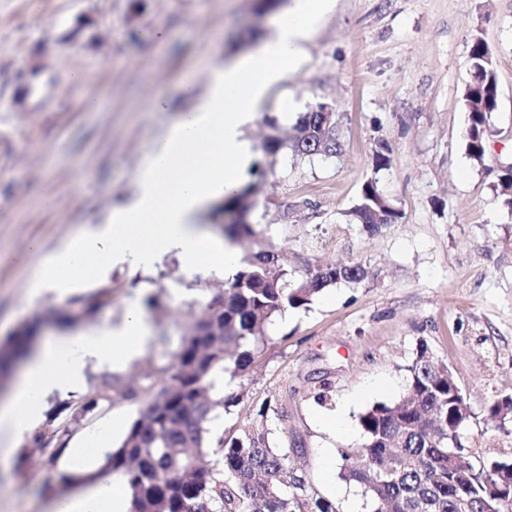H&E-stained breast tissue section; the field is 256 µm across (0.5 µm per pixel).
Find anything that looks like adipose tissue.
I'll list each match as a JSON object with an SVG mask.
<instances>
[{"label":"adipose tissue","instance_id":"1","mask_svg":"<svg viewBox=\"0 0 512 512\" xmlns=\"http://www.w3.org/2000/svg\"><path fill=\"white\" fill-rule=\"evenodd\" d=\"M329 0H292L273 35L252 52L215 64L206 93L173 121L137 170L134 190L105 224H90L60 243L42 262L30 289L64 297L108 268L150 269L175 255L186 276L231 277L238 255L200 222L213 203L237 190L252 159L245 135L252 108L301 63L304 46ZM154 329L140 304L119 323L62 332L42 342L22 364L0 402V445L15 455L33 437L42 405L54 394L81 391L89 365L125 369L141 357ZM119 481L108 480L55 502L49 512H127Z\"/></svg>","mask_w":512,"mask_h":512}]
</instances>
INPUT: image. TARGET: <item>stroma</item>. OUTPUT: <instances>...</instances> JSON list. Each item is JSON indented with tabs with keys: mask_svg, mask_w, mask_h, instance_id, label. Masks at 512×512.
Listing matches in <instances>:
<instances>
[{
	"mask_svg": "<svg viewBox=\"0 0 512 512\" xmlns=\"http://www.w3.org/2000/svg\"><path fill=\"white\" fill-rule=\"evenodd\" d=\"M39 3L0 0V343L24 328L43 338L112 324L136 301L149 303L156 330L144 355L113 373L111 407L76 419L70 408L82 395L45 401L44 422L68 426L72 443L140 416L157 370L173 363L201 305L228 281L186 280L168 258L151 274L115 267L66 298H34L39 256L30 245L51 249L130 196L153 144L205 93L212 63L251 51V31L268 37L272 19L258 17L256 0ZM477 36L500 88L481 163L466 152L461 102ZM161 95L168 111L153 108ZM318 103L335 109L340 154H264L267 136H286ZM247 135L253 159L239 184L253 188L255 234L236 251L273 247L296 279L336 263L361 264L365 276L266 322L254 362L228 380L231 402L218 412L225 436L270 429L271 445L298 449L295 464L338 512H370L360 488L339 478L341 459L325 463L323 451L361 443L360 415L400 397L424 344L471 406V462L511 454L512 436L488 407L512 394V207L500 184L501 165L512 162V0H331L303 63L254 108ZM371 180L401 213L373 234L346 216ZM341 410L345 431L326 433L320 417ZM102 465H50L25 445L15 466L0 465V512H45L61 496L57 472L90 486Z\"/></svg>",
	"mask_w": 512,
	"mask_h": 512,
	"instance_id": "obj_1",
	"label": "stroma"
}]
</instances>
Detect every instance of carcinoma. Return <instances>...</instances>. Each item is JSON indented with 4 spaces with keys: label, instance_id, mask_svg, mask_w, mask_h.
I'll use <instances>...</instances> for the list:
<instances>
[{
    "label": "carcinoma",
    "instance_id": "obj_1",
    "mask_svg": "<svg viewBox=\"0 0 512 512\" xmlns=\"http://www.w3.org/2000/svg\"><path fill=\"white\" fill-rule=\"evenodd\" d=\"M498 80L494 57L480 38L470 48V77L463 95L468 124L466 150L481 162L491 134V117L498 107ZM291 149L300 157H334L341 151L336 115L311 107L302 113L289 142L277 136L263 150L274 156ZM246 187L224 199V211L235 215L225 225L231 242L254 235L241 200ZM353 219L376 232L401 218L376 183L365 184ZM279 256L258 248L240 258V268L224 301L203 305L219 332L183 337L173 367L163 370L145 414L133 420L118 447L105 456L103 469L124 477L130 492L129 512H337L320 496L307 475L290 467L291 451L269 444L268 432L247 428L210 446L207 423L222 408L224 390L216 375L242 373L265 340L264 323L287 308L306 309L326 288L357 283L365 270L357 264H336L308 273L305 281L288 279L279 268ZM33 332L23 331L0 352V375L24 357ZM409 385L395 401L376 403L359 417L363 441L358 454L340 450L346 464L339 478L363 489L372 512H482V503H497L501 487L512 486V457L483 460L474 466L467 457L461 431L471 417L470 405L448 366L438 363L425 344L408 366ZM112 403V378L85 401V413ZM489 417L504 430L512 417V396L489 407ZM65 428L42 430L33 437L49 464L62 451ZM213 451L221 468H204L200 459Z\"/></svg>",
    "mask_w": 512,
    "mask_h": 512
}]
</instances>
